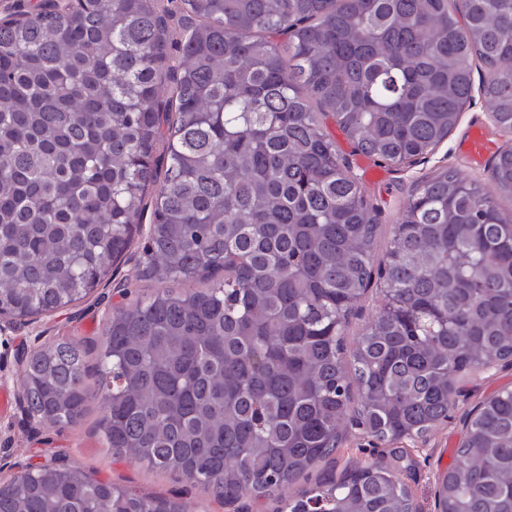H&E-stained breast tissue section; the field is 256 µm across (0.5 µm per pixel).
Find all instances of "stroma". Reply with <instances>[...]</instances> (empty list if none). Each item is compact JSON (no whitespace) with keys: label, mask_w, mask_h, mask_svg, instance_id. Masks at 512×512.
<instances>
[{"label":"stroma","mask_w":512,"mask_h":512,"mask_svg":"<svg viewBox=\"0 0 512 512\" xmlns=\"http://www.w3.org/2000/svg\"><path fill=\"white\" fill-rule=\"evenodd\" d=\"M481 123L496 147L512 145V133L499 131L490 117L485 98L475 95L462 112L458 126L436 152L413 165L382 167L381 179L374 180L372 159L355 152L332 118L324 124L339 150L348 157L352 171L361 179L369 200L378 211V246H385L405 206L421 178L436 169L451 167L467 180L486 183L489 161L474 162L465 156L460 143L474 123ZM119 297L112 286H100L95 294L76 307L42 316L34 321L16 319L0 322V392H9L12 405L0 411V480L17 473L19 467L49 464L54 459L80 467L91 478L109 482L140 494H163L187 506L189 512H237L236 506H219L214 495L178 476L161 473L146 464L115 459L108 450L97 423L102 416L98 400H90L88 413L74 427L42 425L27 419L21 389V349H33L61 338L75 341L100 339L104 324ZM465 395L451 419L427 438L404 440L391 447L365 436L351 426L345 433L341 452L336 455L337 469L354 465L369 455H384L393 462L403 482L409 487L419 512H436L435 493L439 478L456 460V451L464 437L463 416L479 403L505 389H512V366H498L487 373L467 378Z\"/></svg>","instance_id":"1"}]
</instances>
